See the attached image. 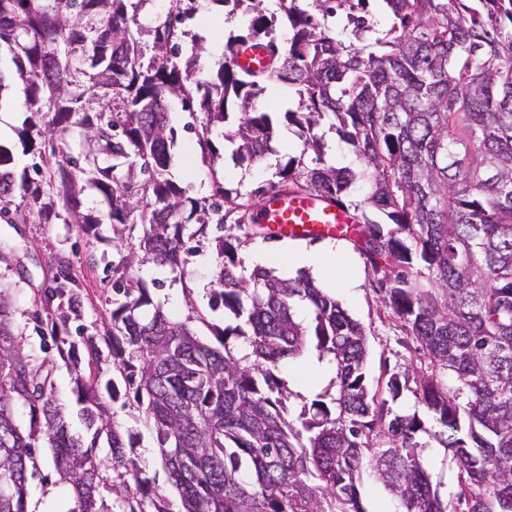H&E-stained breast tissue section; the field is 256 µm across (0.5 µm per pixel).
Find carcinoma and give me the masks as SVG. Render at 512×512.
Here are the masks:
<instances>
[{"instance_id":"1","label":"carcinoma","mask_w":512,"mask_h":512,"mask_svg":"<svg viewBox=\"0 0 512 512\" xmlns=\"http://www.w3.org/2000/svg\"><path fill=\"white\" fill-rule=\"evenodd\" d=\"M149 0H0V46L8 45L25 83L30 117L21 136L39 161L35 177L18 180L0 166V217L12 224H99L80 210V193L100 192L116 242L141 226L142 235L112 262V365L132 385L156 434L179 512H362L357 481L363 466L399 502V512H448L433 489L415 435L416 416L398 414L370 394L364 365L366 335L335 299L304 272L279 278L256 267L237 273L227 224L253 223L270 192H315L356 216L357 245L379 284L385 307L408 327L428 369L416 372V399L447 432L460 474L464 512H512V0H378L387 24L357 13L366 0H288V38L271 36L274 16L264 0H210L244 9L247 34L226 49L264 45L276 67L264 73L224 62L213 79L180 66L186 36L176 22L194 0H171L169 13L147 29L151 45L130 28L129 12ZM295 89L298 107L287 123L305 134L316 166L294 158L279 165L278 181L247 196L220 185L192 197L172 181L173 130L167 102L204 115L195 132L203 161L220 159L210 134L237 101V128L225 134L240 162L266 157L276 135L256 108L264 83ZM330 122L361 169L324 164L317 133ZM77 136L103 143V157L79 167L67 155ZM366 180L370 191L349 199ZM24 205L10 209L12 198ZM214 224L222 257L210 309L224 308L250 328V352L212 347L186 321L150 304L132 269L145 263L175 272L192 253L191 223ZM51 298L62 325L79 316V280L55 277ZM305 302L313 325L295 317ZM78 340L51 329L54 350L77 342L99 356L95 337ZM335 368L334 408L316 400L301 413L303 431L286 418L277 373L303 355L310 340ZM457 387L441 385L439 373ZM99 376L75 370L74 434L49 376L33 364L14 318L10 287L0 285V512H27L34 448L52 449L59 481L73 492L70 512H109L99 487L112 469L120 512H171L112 420ZM30 424L17 421L18 406ZM384 442H378V439ZM106 441L110 458L93 452Z\"/></svg>"}]
</instances>
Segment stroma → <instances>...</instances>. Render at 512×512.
Returning a JSON list of instances; mask_svg holds the SVG:
<instances>
[{"mask_svg":"<svg viewBox=\"0 0 512 512\" xmlns=\"http://www.w3.org/2000/svg\"><path fill=\"white\" fill-rule=\"evenodd\" d=\"M185 28L189 35L183 49L185 55L197 58L203 76L215 75L224 59L225 44L229 36L245 31L242 13H230L228 8L199 0L196 14L188 19ZM298 99L288 85L276 82L266 84L260 97V106L267 108L278 130L276 151L267 155L258 165L238 164L231 154L233 146L220 133L212 139L221 158L215 165L201 160V151L194 134L185 131L190 120L178 100H170L172 124L177 131L176 162L172 177L179 185L189 187L192 195L209 194L213 185H223L231 192L243 194L268 186L274 181L279 162L289 156H300L302 142L289 127L283 114L296 109ZM28 112L23 82H15L10 95L0 101V145L7 147L13 161L15 175H22L32 162L25 153L17 131L21 129ZM83 212L102 217L92 237H85L72 224H11L0 218V284L11 288L14 297L15 321L23 331L26 347L34 361L45 354L36 326L55 323V308L42 304L46 288L53 283L61 267L70 268L81 284L82 307L79 318L71 319V326H85L96 338L100 350L99 369L104 376L112 374V356L106 344L112 322V290L108 284L112 277L111 264L116 259L112 222L106 217L107 207L97 190H85L80 196ZM193 237L189 242L192 252L182 273L168 268L146 264L136 268L154 304L180 320L191 321L197 335L207 343H216L215 328L236 326L233 314L221 310L212 312L207 307L208 294L218 273V256L214 238V225H190ZM227 234L237 236L240 246L237 262L243 275H250L255 265L253 254H262L263 268L274 271L281 278L296 276L299 267L292 257L295 253L314 251L318 242H274L253 234L250 229H237L227 225ZM336 254L330 275L336 286L330 294L341 303L351 317L363 326L368 345L366 379L370 392L385 394L388 374L406 372L410 364L419 362V346L402 322L381 302L379 289L373 282L370 266L354 241L335 242ZM335 376L328 361L318 359L315 349L307 351L297 360L282 367L280 377L288 390L287 418L296 421L303 406L321 396L334 397ZM110 412L132 439L134 455L148 476L160 486L167 487L166 474L156 453L157 443L153 430L147 427L136 411L121 405H112ZM424 443L423 463L434 488L449 507H456L458 466L441 439L420 434ZM38 472L30 481L27 500L28 512H71L74 499L71 489L59 483L46 445L36 450Z\"/></svg>","mask_w":512,"mask_h":512,"instance_id":"35a3bbf8","label":"stroma"}]
</instances>
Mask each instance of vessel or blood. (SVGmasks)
I'll return each instance as SVG.
<instances>
[{"mask_svg": "<svg viewBox=\"0 0 512 512\" xmlns=\"http://www.w3.org/2000/svg\"><path fill=\"white\" fill-rule=\"evenodd\" d=\"M235 63L258 73L266 70L271 61L266 49L257 44L238 49ZM257 221L278 241L349 239L355 235L352 213L316 193H271L264 199Z\"/></svg>", "mask_w": 512, "mask_h": 512, "instance_id": "b4317fda", "label": "vessel or blood"}]
</instances>
